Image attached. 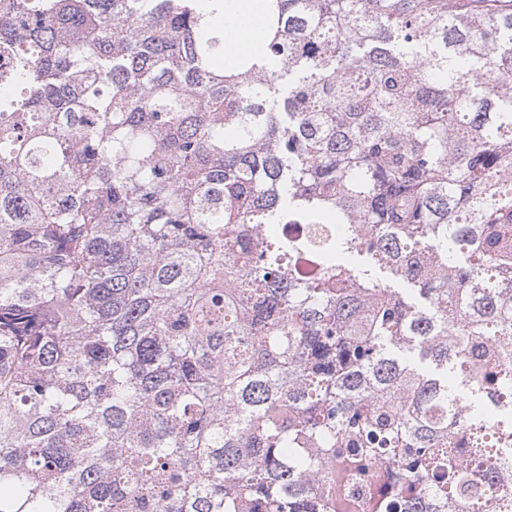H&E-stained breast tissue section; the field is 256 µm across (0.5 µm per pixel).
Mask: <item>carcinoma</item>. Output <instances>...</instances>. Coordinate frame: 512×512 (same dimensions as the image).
Masks as SVG:
<instances>
[{
	"label": "carcinoma",
	"mask_w": 512,
	"mask_h": 512,
	"mask_svg": "<svg viewBox=\"0 0 512 512\" xmlns=\"http://www.w3.org/2000/svg\"><path fill=\"white\" fill-rule=\"evenodd\" d=\"M0 0V512H483L512 466V0ZM244 4V7L229 14L234 16L235 21L230 29H225L226 44H235L234 55L228 60L225 51L224 62L231 66L236 63L240 55L255 48L261 41L263 35V21L259 0H234ZM463 457L465 458L464 461H466L469 465V471L476 479L480 480L481 482L490 483V477H493V486L490 487V491H494L498 485L507 484L509 481L508 472L506 473L505 470L499 469L500 473L496 474V477L493 476V474H490V472H492L493 466L486 459L481 458L478 455L473 456L467 454L463 455Z\"/></svg>",
	"instance_id": "carcinoma-1"
}]
</instances>
